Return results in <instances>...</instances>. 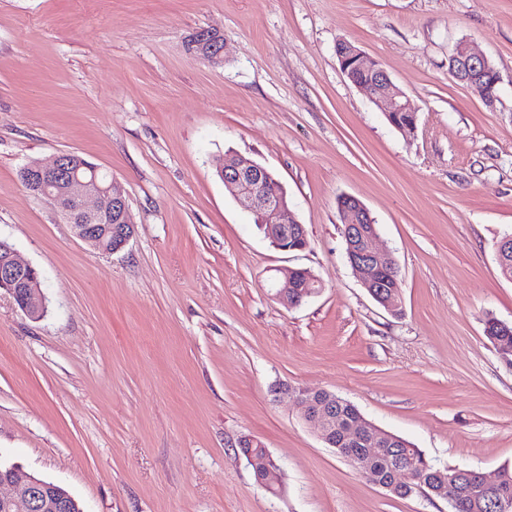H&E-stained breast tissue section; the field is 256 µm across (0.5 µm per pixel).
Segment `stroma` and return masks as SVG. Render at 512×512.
Here are the masks:
<instances>
[{
  "label": "stroma",
  "mask_w": 512,
  "mask_h": 512,
  "mask_svg": "<svg viewBox=\"0 0 512 512\" xmlns=\"http://www.w3.org/2000/svg\"><path fill=\"white\" fill-rule=\"evenodd\" d=\"M219 31L212 65L187 44ZM346 40L417 109L415 133L343 74ZM470 42L485 101L449 69ZM267 167L307 229L286 253L217 176ZM77 154L111 176L135 233L106 254L19 172ZM394 255L399 315L347 263L337 200ZM512 0H0V240L40 275L33 319L0 290V463L83 512H450L400 498L324 444L288 388L326 390L441 467L512 466ZM319 294L289 308L278 268ZM261 441L284 491L236 446ZM450 69L456 77H461L465 72L478 74L480 78H486L485 91L481 97L491 99L495 87L499 82L497 72L491 66L488 59L481 53L475 51L468 42H460L450 57ZM295 269H298V272L295 273L296 284L300 287L308 285L307 284V274H309L310 272L307 271L306 269H303V268L292 269L289 267L277 269V271L280 275H278V277H277L278 287L275 288L274 296H275V299H277L280 303H282L288 307H295V306L300 305L297 300H295L293 303L289 302V300H288L289 288H293V290H291L292 297H301V294H302L303 290L305 289L304 287L296 288L295 280L292 277V274L296 271ZM297 289H300V291H297ZM485 335L500 353L512 360V325H503L501 321L488 319L485 324ZM259 462L265 468L264 478L259 477V481L265 488L275 492L276 495L280 494L282 491L280 466L268 449H265L264 456ZM271 484H275V488Z\"/></svg>",
  "instance_id": "obj_1"
}]
</instances>
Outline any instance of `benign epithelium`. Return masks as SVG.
<instances>
[{
  "instance_id": "7a95c632",
  "label": "benign epithelium",
  "mask_w": 512,
  "mask_h": 512,
  "mask_svg": "<svg viewBox=\"0 0 512 512\" xmlns=\"http://www.w3.org/2000/svg\"><path fill=\"white\" fill-rule=\"evenodd\" d=\"M211 35L208 29L199 31L191 38L190 46L202 49L201 58L209 64L218 62L221 50L206 48L205 40ZM371 68L376 70L377 81L363 86L372 101L382 103L388 112H409L416 114L404 93L394 89L386 71L373 62ZM450 69L457 77L468 72L475 73L486 79L485 91L482 97H493L495 87L499 82L497 72L488 59L475 51L467 42L459 43L450 57ZM23 175L35 187V195L50 200L66 223L70 224L74 234L83 241L93 244L104 253H117L123 250L134 235L129 206L125 196L114 188L112 179H101L96 169L75 164L72 154L58 155L53 163L46 166L40 162L23 167ZM219 175L233 194L238 204L245 210L260 217L268 225L269 235L273 245L279 250L288 252L292 249L302 251L305 246L292 248L288 246L291 233L288 232V204L284 196L265 189V183L273 179L270 171L252 161H246L234 156L225 159L219 168ZM95 197L100 205L89 207L87 200ZM344 210L347 220L342 227V236L348 241L347 251L349 264L362 277V285L379 305L392 314L398 312V301L395 292L383 293L382 287L388 269L396 268L395 259L391 252L380 250L373 246L377 231L368 228L374 224L373 218L366 206L357 198L345 195ZM294 269H278V287L275 288V299L280 303L295 307L299 302L288 300L289 289L295 287L292 277ZM38 272L29 265L20 262L10 245L0 240V289L5 290L14 302L29 316L40 317L44 311L43 298L36 288L30 287L36 281ZM302 405L306 421L320 430V438L324 444L332 445L333 435L331 426L336 423V395L321 391L300 390L296 395ZM344 443L346 448H338L336 452L351 459L354 467L362 474L374 475L372 453H354L349 444L367 442L377 447L386 445L391 434L381 430L364 417L360 416L353 422L343 424ZM259 441L250 437L241 438L237 447L245 449L243 455L248 464L264 466V478L260 482L265 488L280 494L282 483L280 466L270 452H265L261 460H256L251 448ZM10 476L1 480L3 485L13 486L16 491L12 494L0 493V508L10 512L12 509L23 507L27 502L38 498L45 509H56L67 502L76 504L75 499L59 485L32 475H25L17 468L8 469ZM377 485L394 494L406 488L418 489L423 485L417 473L406 467L394 469L390 481H379ZM437 493L442 498L455 502L460 494V485L455 476H438L435 482Z\"/></svg>"
}]
</instances>
